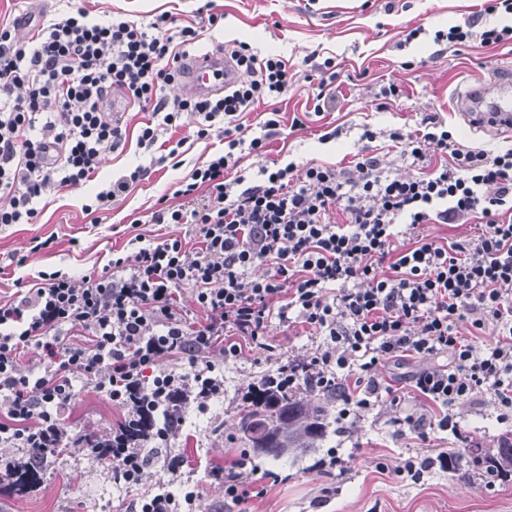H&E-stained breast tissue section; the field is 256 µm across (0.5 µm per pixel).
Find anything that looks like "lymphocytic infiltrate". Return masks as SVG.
Segmentation results:
<instances>
[{"label":"lymphocytic infiltrate","mask_w":512,"mask_h":512,"mask_svg":"<svg viewBox=\"0 0 512 512\" xmlns=\"http://www.w3.org/2000/svg\"><path fill=\"white\" fill-rule=\"evenodd\" d=\"M465 25L437 33L459 46L512 42V26L481 25L483 13H512V0H484ZM198 31L160 14L149 28L113 16L99 23L85 8L44 20L31 37L0 23V224H31L48 189L79 186L98 175L103 149H118L121 124L102 104L112 91L127 95L150 118L137 143L169 144L185 120L198 138L220 130L224 148L195 168L171 198H160L154 224H190L195 239L170 237L113 256L100 273L74 279L40 273L31 288L0 300V444L54 453L68 437L65 421L77 386L105 394L134 422L150 403L177 395L206 406L224 386L218 364L244 353H274L271 325L305 326L323 342L301 359L281 362L269 380L299 384L334 397L337 422L378 406L385 386L379 370L411 355L448 356L445 365L414 372L413 389L437 415L407 414L408 428L428 438L454 428L452 409L489 392L512 412V147L488 156L458 142L442 122L428 119L418 136L391 139L417 163L430 150L446 155L422 176L392 178L379 159L356 164L358 181L335 168L261 166L257 184L228 179L248 145L240 118L258 101L288 92L287 63L251 53L231 56L243 80L219 97L169 99L176 63ZM340 211L344 221L330 219ZM481 215L477 243L437 244L422 224H457ZM413 232L394 248L398 225ZM496 327L479 345L458 334L460 322ZM34 353L38 366L23 370ZM188 362L189 372L161 368ZM112 479L132 488L150 464L130 447L123 428L112 433Z\"/></svg>","instance_id":"f902f5d3"}]
</instances>
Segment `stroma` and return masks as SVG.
Segmentation results:
<instances>
[{
	"label": "stroma",
	"mask_w": 512,
	"mask_h": 512,
	"mask_svg": "<svg viewBox=\"0 0 512 512\" xmlns=\"http://www.w3.org/2000/svg\"><path fill=\"white\" fill-rule=\"evenodd\" d=\"M480 0H83L95 21L117 13L141 26L157 15L173 14L182 24L198 26L194 53L244 42L261 56L279 55L294 74L287 96L279 103L281 125L265 131L261 123L267 105L246 114L244 137L267 138L265 157L243 154L228 178L253 181L264 160L279 164L308 163L336 168L356 177L357 156L377 157L385 173L406 177L417 173L389 138L398 131L414 135L423 120L433 115L464 145L496 154L512 146L511 134H487L464 126L454 100L468 81L484 79L502 66H512V44L484 46L471 42L455 48L435 43L437 30L464 24ZM211 5L221 20L200 26L198 10ZM68 0H0V15L22 20L19 34L33 32L43 15L66 11ZM417 37H410V30ZM331 61L336 79L330 89L335 106L323 114L313 111L318 92V65ZM400 87V100L379 106L381 86ZM146 113L128 112L127 140L123 149L104 150L99 183H109L129 168L147 167L144 180L133 185L124 200L106 218L93 221L83 212L97 185L55 188L38 203L33 224L0 228V261L26 252L32 237L55 236L53 248L27 254L26 263L0 273V299L31 287L39 272L61 270L82 276L102 269L113 250L127 247L135 235L153 242L163 236H182L186 224H150L146 218L162 195L221 149L217 139L200 140L193 123L178 131L185 143L177 156L160 158L136 144ZM376 137L365 140V130ZM445 355L409 356L385 364L383 380L395 389L399 405L383 403L365 410L351 422L337 425L320 447L299 457L275 460L251 456L249 466L258 481L256 496L236 504L224 497V485L215 480L213 467L231 461L244 451L234 428L235 416L250 384L272 372V361L247 357L218 366L224 388L209 403L201 430L182 429L152 453L142 484L128 490L116 485L110 474L93 465L83 446L48 457L41 483L20 493L0 482V512H131L141 495L155 492L159 483L179 487L191 480L199 491L200 512H512V481L487 485L468 462L447 469L438 457L453 448H499L504 435L512 434V417H501L494 397L485 393L457 405L455 431L434 432L428 439L399 420L406 413L426 411V403L411 390L408 379L417 370L447 363ZM68 420L75 434L107 436L122 418L101 394L86 388L75 394ZM344 459L341 468L321 467L328 451ZM422 464L419 480L396 475L405 459ZM182 467L172 471L170 460Z\"/></svg>",
	"instance_id": "35a3bbf8"
}]
</instances>
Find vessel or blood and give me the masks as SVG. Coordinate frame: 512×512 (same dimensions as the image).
<instances>
[{"label":"vessel or blood","instance_id":"b4317fda","mask_svg":"<svg viewBox=\"0 0 512 512\" xmlns=\"http://www.w3.org/2000/svg\"><path fill=\"white\" fill-rule=\"evenodd\" d=\"M181 80L194 93L212 96L236 84L240 70L229 56L205 52L184 57ZM458 110L470 129L489 133L512 130V71L501 70L495 82H468L456 95Z\"/></svg>","mask_w":512,"mask_h":512}]
</instances>
